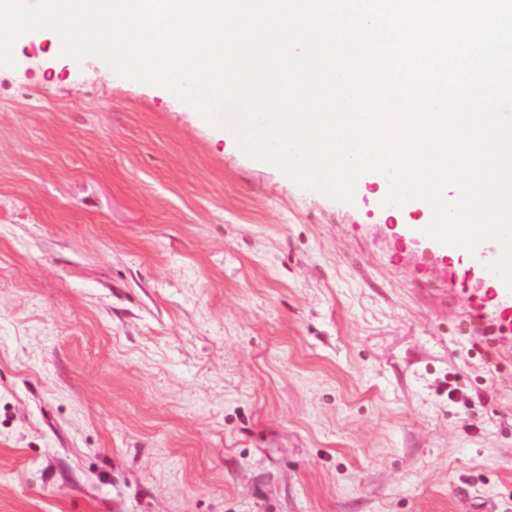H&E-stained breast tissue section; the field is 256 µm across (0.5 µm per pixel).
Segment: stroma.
<instances>
[{
	"label": "stroma",
	"instance_id": "obj_1",
	"mask_svg": "<svg viewBox=\"0 0 512 512\" xmlns=\"http://www.w3.org/2000/svg\"><path fill=\"white\" fill-rule=\"evenodd\" d=\"M14 58L0 512H512V311L483 274L47 32Z\"/></svg>",
	"mask_w": 512,
	"mask_h": 512
}]
</instances>
